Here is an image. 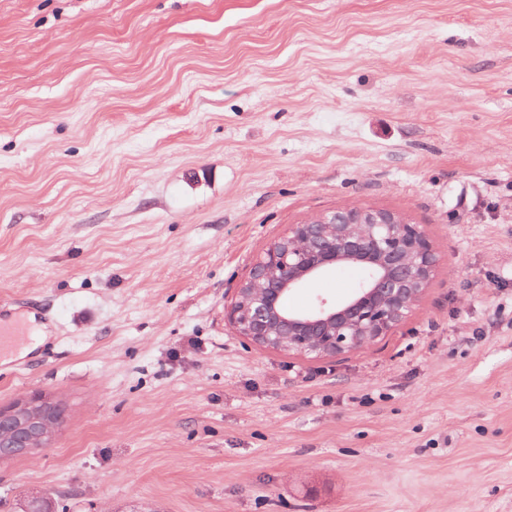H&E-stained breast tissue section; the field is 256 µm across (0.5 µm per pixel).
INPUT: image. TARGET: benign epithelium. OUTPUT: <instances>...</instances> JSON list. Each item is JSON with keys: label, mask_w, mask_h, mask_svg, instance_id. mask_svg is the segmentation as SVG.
Returning a JSON list of instances; mask_svg holds the SVG:
<instances>
[{"label": "benign epithelium", "mask_w": 512, "mask_h": 512, "mask_svg": "<svg viewBox=\"0 0 512 512\" xmlns=\"http://www.w3.org/2000/svg\"><path fill=\"white\" fill-rule=\"evenodd\" d=\"M343 265L363 275L340 303L319 300L300 312L283 302L303 284ZM436 257L426 229L380 209L344 207L291 224L255 261L227 310L238 333L253 343L315 356L373 344L403 321L433 276ZM39 394L0 407V422L17 418L25 437L0 428V446L30 454L53 442L59 421Z\"/></svg>", "instance_id": "7a95c632"}]
</instances>
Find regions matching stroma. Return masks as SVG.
Here are the masks:
<instances>
[{"instance_id": "obj_1", "label": "stroma", "mask_w": 512, "mask_h": 512, "mask_svg": "<svg viewBox=\"0 0 512 512\" xmlns=\"http://www.w3.org/2000/svg\"><path fill=\"white\" fill-rule=\"evenodd\" d=\"M423 225L439 263L369 347L225 311L289 225ZM340 268L290 307L339 301ZM0 512H512V0H0ZM50 405L51 402L45 400L43 395L34 394L20 398L7 407L1 406L0 422L15 417L24 422L27 428L19 426L25 432V437L19 439L1 427L0 454H9L13 448H22L19 455H25L49 447L60 424L53 416Z\"/></svg>"}]
</instances>
